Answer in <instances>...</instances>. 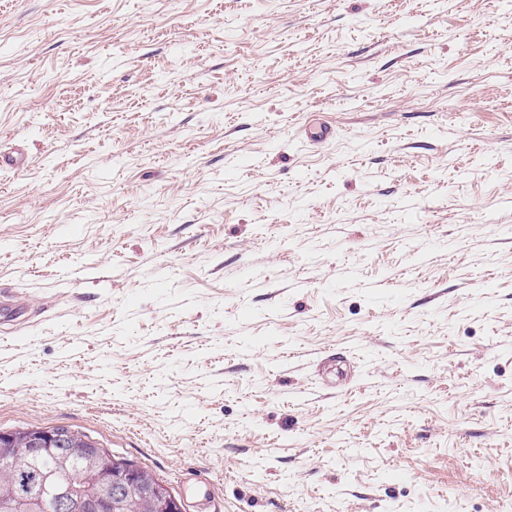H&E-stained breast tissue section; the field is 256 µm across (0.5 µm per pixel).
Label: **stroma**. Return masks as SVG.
Listing matches in <instances>:
<instances>
[{
    "label": "stroma",
    "mask_w": 512,
    "mask_h": 512,
    "mask_svg": "<svg viewBox=\"0 0 512 512\" xmlns=\"http://www.w3.org/2000/svg\"><path fill=\"white\" fill-rule=\"evenodd\" d=\"M0 149V431L512 512V0H0Z\"/></svg>",
    "instance_id": "35a3bbf8"
}]
</instances>
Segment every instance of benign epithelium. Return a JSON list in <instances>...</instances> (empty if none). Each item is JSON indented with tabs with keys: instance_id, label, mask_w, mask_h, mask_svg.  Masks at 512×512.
<instances>
[{
	"instance_id": "obj_1",
	"label": "benign epithelium",
	"mask_w": 512,
	"mask_h": 512,
	"mask_svg": "<svg viewBox=\"0 0 512 512\" xmlns=\"http://www.w3.org/2000/svg\"><path fill=\"white\" fill-rule=\"evenodd\" d=\"M22 438L28 444L29 456L37 457L66 444L71 434L56 428H35L23 437L13 431H0V458L8 459L11 447ZM64 452L82 455L84 468L97 471L98 478L93 483L80 479L69 488L54 489L58 512H109L135 494L148 497L153 512H183V504L175 496L161 492L136 467L112 466L93 442L86 441L83 447L66 448ZM0 512H39V509L27 497L3 491Z\"/></svg>"
}]
</instances>
